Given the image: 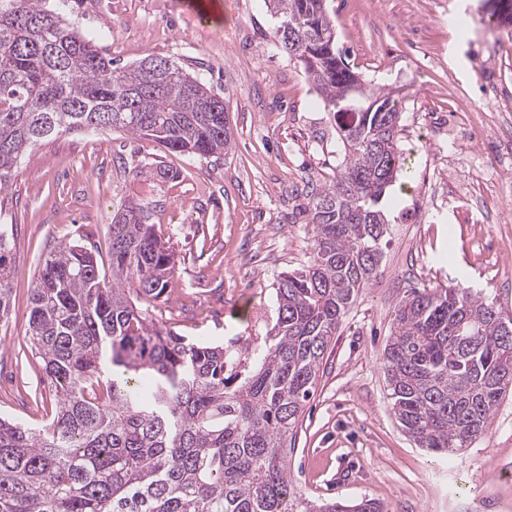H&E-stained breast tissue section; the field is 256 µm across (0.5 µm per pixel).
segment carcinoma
Returning <instances> with one entry per match:
<instances>
[{
    "instance_id": "obj_1",
    "label": "carcinoma",
    "mask_w": 512,
    "mask_h": 512,
    "mask_svg": "<svg viewBox=\"0 0 512 512\" xmlns=\"http://www.w3.org/2000/svg\"><path fill=\"white\" fill-rule=\"evenodd\" d=\"M274 37L300 62L342 141L316 190L306 265L276 282L277 319L251 351L194 342L141 301L166 292L174 255L129 202L112 217V283L95 254L64 242L44 258L25 336L55 393L31 428L0 416V512H384L374 499L321 505L288 476V440L333 336L377 274L409 177L394 91L368 87L336 51L326 0H265ZM119 67L45 0H0V187L47 139L119 129L169 151L232 145L224 97L166 58ZM379 101L371 112L359 108ZM14 258L0 231V318ZM392 410L416 444L464 448L512 393V322L470 288H412L381 355Z\"/></svg>"
}]
</instances>
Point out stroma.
<instances>
[{
	"label": "stroma",
	"mask_w": 512,
	"mask_h": 512,
	"mask_svg": "<svg viewBox=\"0 0 512 512\" xmlns=\"http://www.w3.org/2000/svg\"><path fill=\"white\" fill-rule=\"evenodd\" d=\"M336 48L367 83L394 89L411 172L376 277L326 352L288 456L304 498L386 512H512V397L488 432L439 456L420 448L391 409L381 362L394 308L413 286L483 291L512 315V272L472 252L512 240V28L491 24L486 0H329ZM118 65L167 58L220 93L234 142L226 155L170 152L119 131L63 133L28 154L0 189V225L16 261L0 319V414L39 427L55 410L25 334L40 264L58 243L91 247L110 274L113 214L147 204L175 253L171 287L153 303L181 336L262 343L277 315L279 274L305 265L310 185L332 183L342 160L332 113L299 62L273 42L264 0H59Z\"/></svg>",
	"instance_id": "stroma-1"
}]
</instances>
